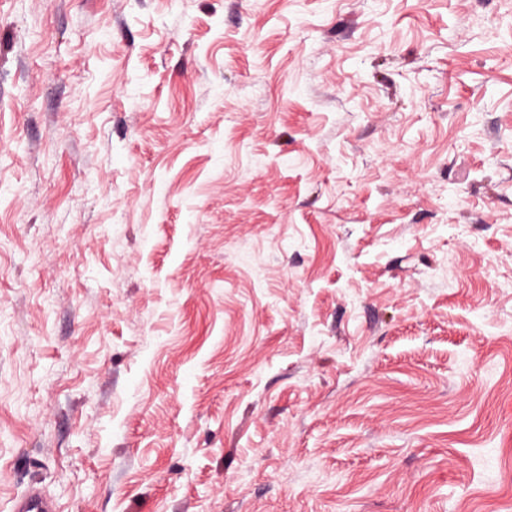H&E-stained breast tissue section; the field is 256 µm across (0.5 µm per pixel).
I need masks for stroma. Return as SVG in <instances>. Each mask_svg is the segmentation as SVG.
Listing matches in <instances>:
<instances>
[{
    "label": "stroma",
    "instance_id": "stroma-1",
    "mask_svg": "<svg viewBox=\"0 0 512 512\" xmlns=\"http://www.w3.org/2000/svg\"><path fill=\"white\" fill-rule=\"evenodd\" d=\"M512 512V0H0V512ZM54 502L38 490L15 499L12 512H54Z\"/></svg>",
    "mask_w": 512,
    "mask_h": 512
}]
</instances>
